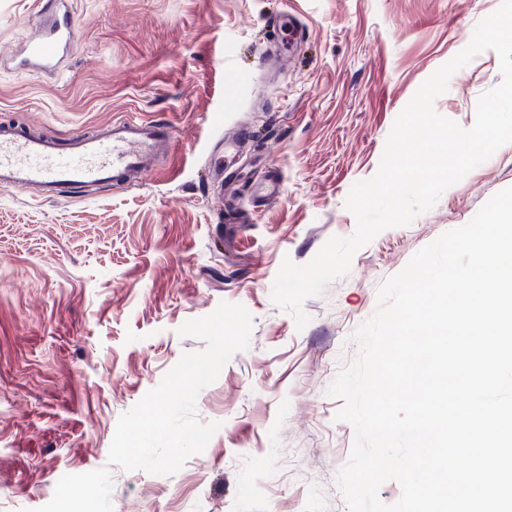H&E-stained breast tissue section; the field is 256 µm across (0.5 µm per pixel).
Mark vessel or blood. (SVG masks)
Wrapping results in <instances>:
<instances>
[{"instance_id": "vessel-or-blood-1", "label": "vessel or blood", "mask_w": 512, "mask_h": 512, "mask_svg": "<svg viewBox=\"0 0 512 512\" xmlns=\"http://www.w3.org/2000/svg\"><path fill=\"white\" fill-rule=\"evenodd\" d=\"M75 37L67 0H43L21 66L42 74L55 72ZM172 144L171 125L159 120L120 118L102 132H76L64 139L0 123V187H35L41 199L57 200L94 185L123 186L147 174L157 156L170 153Z\"/></svg>"}]
</instances>
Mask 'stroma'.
I'll list each match as a JSON object with an SVG mask.
<instances>
[{
	"instance_id": "1",
	"label": "stroma",
	"mask_w": 512,
	"mask_h": 512,
	"mask_svg": "<svg viewBox=\"0 0 512 512\" xmlns=\"http://www.w3.org/2000/svg\"><path fill=\"white\" fill-rule=\"evenodd\" d=\"M36 3L0 0V121L65 138L132 116L169 121L174 140L144 179L77 201L0 188V512H35L64 475L105 466L114 512H348L336 475L355 432L326 390L358 358L379 286L512 187V143L361 248L305 301L304 330L273 283L284 260L306 264L354 233L352 186L501 0H68L77 34L54 76L12 62ZM277 16L303 37L259 63ZM228 74L242 78L230 99ZM501 80L498 53L483 51L434 108L471 128ZM219 133L235 211L205 179ZM272 172L281 194L253 209ZM224 301L248 310L252 331L197 398L198 419L220 429L173 475L109 466L119 417L203 349L179 327Z\"/></svg>"
}]
</instances>
